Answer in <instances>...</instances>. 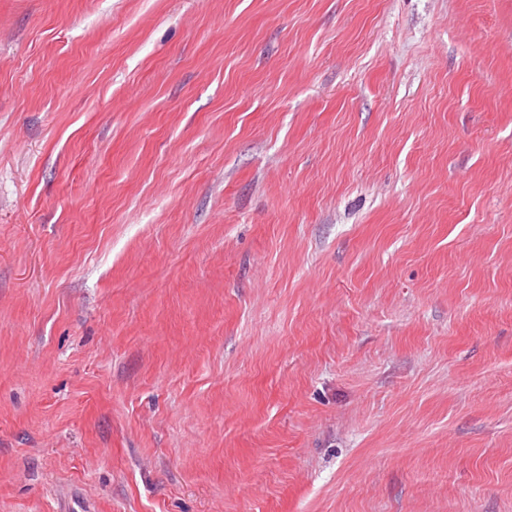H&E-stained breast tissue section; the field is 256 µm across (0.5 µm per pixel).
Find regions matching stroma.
Here are the masks:
<instances>
[{"mask_svg":"<svg viewBox=\"0 0 512 512\" xmlns=\"http://www.w3.org/2000/svg\"><path fill=\"white\" fill-rule=\"evenodd\" d=\"M0 512H512V0H0Z\"/></svg>","mask_w":512,"mask_h":512,"instance_id":"35a3bbf8","label":"stroma"}]
</instances>
